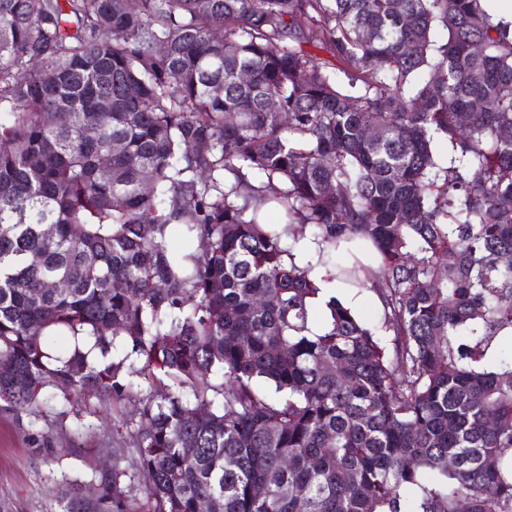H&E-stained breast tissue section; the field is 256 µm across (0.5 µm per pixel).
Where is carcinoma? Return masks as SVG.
Returning <instances> with one entry per match:
<instances>
[{
  "mask_svg": "<svg viewBox=\"0 0 512 512\" xmlns=\"http://www.w3.org/2000/svg\"><path fill=\"white\" fill-rule=\"evenodd\" d=\"M488 2L0 0V408L107 399L134 458L54 512H512V360L481 366L512 331ZM307 236L389 340L334 297L312 329ZM356 291L361 297V304L357 309H355V315L372 327H379L381 322L382 306H376L371 302L370 293L375 292L374 289L359 288L356 289Z\"/></svg>",
  "mask_w": 512,
  "mask_h": 512,
  "instance_id": "carcinoma-1",
  "label": "carcinoma"
}]
</instances>
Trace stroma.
I'll list each match as a JSON object with an SVG mask.
<instances>
[{
	"label": "stroma",
	"mask_w": 512,
	"mask_h": 512,
	"mask_svg": "<svg viewBox=\"0 0 512 512\" xmlns=\"http://www.w3.org/2000/svg\"><path fill=\"white\" fill-rule=\"evenodd\" d=\"M124 445L103 407L89 415L83 403H57L45 420L0 409V512H52L68 483L89 482L114 462L131 468Z\"/></svg>",
	"instance_id": "35a3bbf8"
}]
</instances>
